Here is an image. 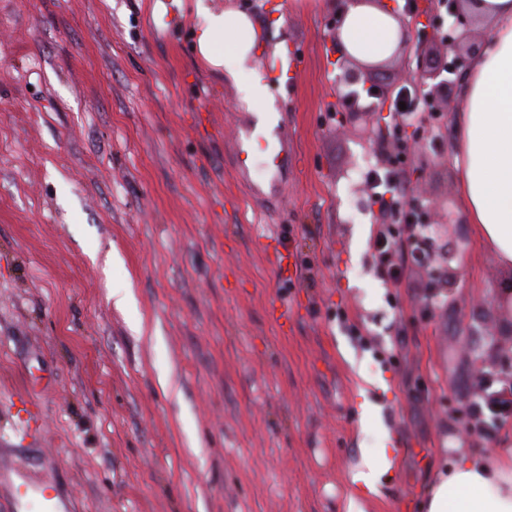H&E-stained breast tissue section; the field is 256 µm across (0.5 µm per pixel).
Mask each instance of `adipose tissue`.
I'll return each instance as SVG.
<instances>
[{"mask_svg":"<svg viewBox=\"0 0 512 512\" xmlns=\"http://www.w3.org/2000/svg\"><path fill=\"white\" fill-rule=\"evenodd\" d=\"M200 18L197 45L210 65L224 69L244 101L270 98L262 77L244 80L255 46L251 19L214 11L194 0ZM473 9L488 33L474 54L455 107L460 127L456 163L463 208L478 241L512 271V0H478ZM401 30L375 0H353L337 34L348 57L378 64L394 54ZM426 512H512V448L495 454L461 452L448 472H436Z\"/></svg>","mask_w":512,"mask_h":512,"instance_id":"adipose-tissue-1","label":"adipose tissue"}]
</instances>
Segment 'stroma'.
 Masks as SVG:
<instances>
[{
	"mask_svg": "<svg viewBox=\"0 0 512 512\" xmlns=\"http://www.w3.org/2000/svg\"><path fill=\"white\" fill-rule=\"evenodd\" d=\"M209 3L252 18L250 70L296 46L306 70L250 104L200 55L192 0H0V467L62 512H347L388 447L357 508L420 512L437 467L488 446L459 424L487 331L512 348L507 275L472 241L457 288L436 260L384 287L361 175L388 164V119L329 108L336 0ZM258 112L282 117L276 177L259 147L235 164ZM445 120L411 179L424 222L445 197L467 234ZM390 461L385 455L379 460H368L365 469L357 471L353 477V484L364 485L371 493L376 492L380 477L390 469Z\"/></svg>",
	"mask_w": 512,
	"mask_h": 512,
	"instance_id": "obj_1",
	"label": "stroma"
}]
</instances>
